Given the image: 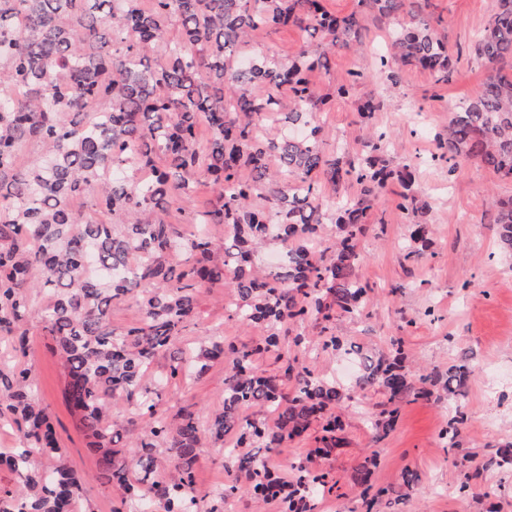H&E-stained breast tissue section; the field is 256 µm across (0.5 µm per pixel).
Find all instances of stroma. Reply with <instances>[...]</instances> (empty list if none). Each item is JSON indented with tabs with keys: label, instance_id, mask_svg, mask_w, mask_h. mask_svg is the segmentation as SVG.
<instances>
[{
	"label": "stroma",
	"instance_id": "35a3bbf8",
	"mask_svg": "<svg viewBox=\"0 0 512 512\" xmlns=\"http://www.w3.org/2000/svg\"><path fill=\"white\" fill-rule=\"evenodd\" d=\"M446 24L448 48L458 54V75L451 84L435 83L420 69H405L397 84L375 77L355 87L352 96L334 97L320 122L333 137L327 151L337 144L359 148L365 134L356 110L357 97L375 93L386 105L375 113V128L392 138L395 162L417 167L418 184L430 206L429 246L423 254L407 257L404 241L409 217L397 206L395 188L380 195L383 223L369 224L361 237L358 275L368 286L363 319L339 318L333 331L344 344L363 350L388 353L390 340L402 338L405 350L422 372L444 373L462 354H469L473 373L464 398L468 422L459 448L448 450L440 434L448 420V405L433 399L408 398L399 404L393 429L376 437L370 417L382 410L380 393L353 395L343 410L344 442L320 468L332 471L339 481L338 494L315 501L313 512H365L357 482V468L368 456L377 465L374 488L401 485L405 471L418 477V491L402 504L378 505V512H486L495 502L498 512H512V471L498 473L491 481L474 483L467 495L458 492L461 463L479 462L494 453L498 444L512 441V255L499 245L496 227L490 222L488 193L512 197V181L471 160L449 168L440 158L437 138L454 105L481 84L486 69L474 57L478 32L489 18L493 0H434ZM382 31L367 33L362 51L339 52L333 58L337 80L350 70H374L382 50ZM235 300L233 291L214 287L198 298L195 323L179 338L184 347H195L214 328H221L225 347H251L260 343L266 330L244 327L230 320L225 308ZM24 363L35 380V393L46 407L60 445L72 469L83 479L82 512H132L120 503L116 489L97 477L95 454L71 414L64 397L65 370L37 322H29ZM298 358L315 371L351 388L352 373L341 367V358L323 349L296 347L291 336L278 349L256 357L257 367L277 373L279 355ZM224 404V365L216 362L196 378L166 388L159 407L176 418L184 409L194 410L200 428H207L211 414ZM228 436L223 447L203 441L195 462L196 482L209 492L221 485L243 483L242 473L222 454L235 447ZM313 434L283 442L273 452L256 450L257 459L268 462L286 479H295L297 468L314 447Z\"/></svg>",
	"mask_w": 512,
	"mask_h": 512
}]
</instances>
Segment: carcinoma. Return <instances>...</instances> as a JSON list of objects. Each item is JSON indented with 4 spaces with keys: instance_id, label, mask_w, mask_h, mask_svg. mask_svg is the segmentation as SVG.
I'll return each instance as SVG.
<instances>
[{
    "instance_id": "cac0c4a2",
    "label": "carcinoma",
    "mask_w": 512,
    "mask_h": 512,
    "mask_svg": "<svg viewBox=\"0 0 512 512\" xmlns=\"http://www.w3.org/2000/svg\"><path fill=\"white\" fill-rule=\"evenodd\" d=\"M326 0H0V336L24 353L27 317H33L60 354L66 371L64 398L98 456V478L115 486L137 512H224V490L197 491L194 465L203 438L232 435L238 447L261 443L271 450L321 424L324 456L342 428L332 409L344 405L336 381L297 359L283 377L267 376L254 357L278 345L280 333L312 326L322 346L342 342L327 335L338 315L360 318L367 287L356 273L357 249L383 189L401 188L399 207L415 218L409 253L426 245L429 205L412 166L393 163L391 138L371 133L362 148L327 153L318 114L329 87L344 97L372 77L364 69L333 85L332 57L357 49L366 24L388 27L387 55L376 70L396 80L406 68L451 83L457 60L442 34L444 20L432 0H357L348 14ZM403 14L408 23H393ZM293 28L306 40L287 58L249 52L259 30ZM488 71L485 81L454 107L438 136L441 157L473 160L512 179V0L494 8L475 44ZM328 78L320 87L314 72ZM273 117L283 132L267 137ZM210 137L200 144L199 128ZM37 147L28 164L18 152ZM204 170L212 202L197 214L185 237L166 220L168 210L195 193ZM333 194L326 196L321 183ZM360 194H345L350 183ZM75 197L85 208L71 206ZM492 223L512 251V197L491 201ZM232 233L217 239L209 225ZM335 224L336 242L323 244L319 226ZM291 246L276 267L256 264L268 242ZM220 285L236 302L227 316L244 327L266 328L264 344L233 351L224 377V405L201 431L192 411L174 423L159 411L160 390L203 374L224 360V339L212 335L197 351L176 345L196 314L198 296ZM48 304L31 309L33 294ZM128 298L141 318L112 328V307ZM394 354L362 357L354 382L360 392L389 400L409 396L456 400L472 372L469 358L444 374L414 378L400 340ZM166 371L144 386L154 359ZM130 409L112 417L110 399ZM261 407L270 421L243 416ZM397 410L381 411L376 434L390 431ZM16 426L23 446L0 453L20 490H0V512H77L82 485L68 466L55 428L34 398L27 369L0 363V421ZM467 416L448 418L442 439L458 446ZM55 464H32L34 456ZM373 458L358 472L369 498ZM512 466V442L497 446L484 465L459 471L458 491L484 474ZM244 490L277 498L280 512H307L318 495L332 492L328 474L299 467L295 487L261 461L238 460Z\"/></svg>"
}]
</instances>
